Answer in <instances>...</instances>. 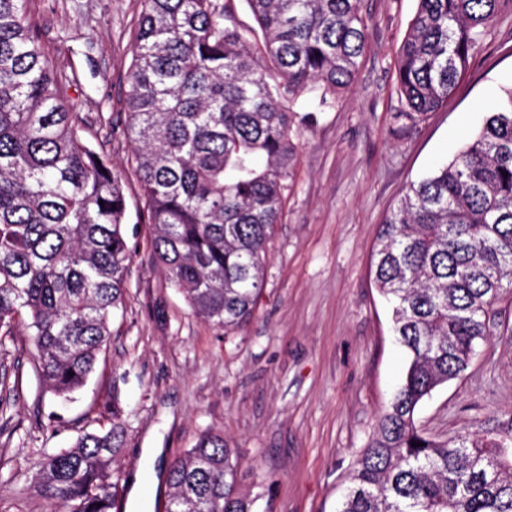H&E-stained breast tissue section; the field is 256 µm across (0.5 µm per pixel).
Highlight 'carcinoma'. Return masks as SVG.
<instances>
[{"mask_svg": "<svg viewBox=\"0 0 512 512\" xmlns=\"http://www.w3.org/2000/svg\"><path fill=\"white\" fill-rule=\"evenodd\" d=\"M249 43L224 0H142L124 81L156 264L194 314L228 331L254 314L267 243L296 160L294 106H333L365 49L362 0H247ZM29 0H0V330L31 331L54 395L86 383L124 306L133 247L123 170L84 136L60 95ZM512 0H419L396 74L406 119L448 101ZM274 63L272 79L264 59ZM371 273L406 351L401 384L356 451L338 512H512V413L441 440L417 425L460 378L512 288V88L451 161L410 183L383 220ZM46 455L34 479L53 512H114L116 423ZM241 461L207 432L174 459L164 512H259Z\"/></svg>", "mask_w": 512, "mask_h": 512, "instance_id": "cac0c4a2", "label": "carcinoma"}]
</instances>
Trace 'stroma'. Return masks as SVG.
Returning a JSON list of instances; mask_svg holds the SVG:
<instances>
[{
  "instance_id": "1",
  "label": "stroma",
  "mask_w": 512,
  "mask_h": 512,
  "mask_svg": "<svg viewBox=\"0 0 512 512\" xmlns=\"http://www.w3.org/2000/svg\"><path fill=\"white\" fill-rule=\"evenodd\" d=\"M418 0H363L366 50L351 86L328 109L300 98L294 175L267 251L266 296L241 328L196 316L151 256L140 189L128 175L135 245L124 310L93 374L70 400L47 391L25 327L0 338V512H49L33 475L44 453L112 425L123 448L112 465L121 512H146L170 492L168 465L209 431L242 466V488L263 484L273 512H337L355 451L397 388L406 355L371 275L379 226L410 182L451 159L479 131L487 107L512 86V19L494 24L447 105L397 119L400 48ZM49 61L66 74L62 99L81 113L94 149L125 166L130 144L115 120L131 63L140 0H30ZM488 342L417 421L444 439L486 431L512 413V302Z\"/></svg>"
}]
</instances>
